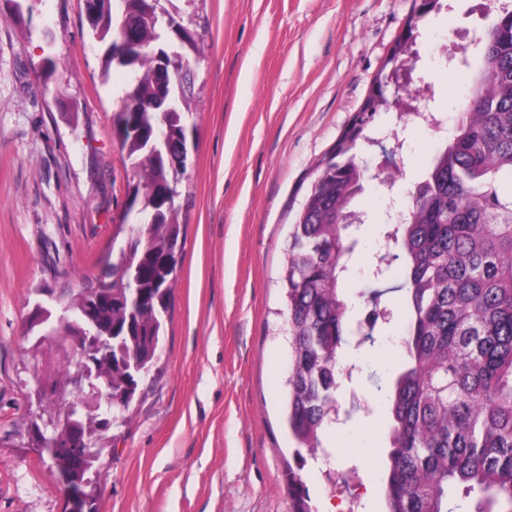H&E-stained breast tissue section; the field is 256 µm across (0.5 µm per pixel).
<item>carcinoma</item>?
Listing matches in <instances>:
<instances>
[{"instance_id":"1","label":"carcinoma","mask_w":512,"mask_h":512,"mask_svg":"<svg viewBox=\"0 0 512 512\" xmlns=\"http://www.w3.org/2000/svg\"><path fill=\"white\" fill-rule=\"evenodd\" d=\"M88 11L94 36L107 44L105 66L133 68L112 115L123 160L134 174L126 211L137 210L124 242L112 247L99 295L79 288L58 299L74 319L84 309L112 330V390L122 404L101 402L116 421L126 417L159 359L183 232L178 204L157 203L177 188L185 170L171 158L188 147L192 67L183 54L177 71L162 70L156 54L180 45L172 14L160 0H94ZM137 45L116 59L112 46ZM476 68L468 58L463 112L452 140L433 158L399 220L386 231L404 280L400 372L386 386L390 449L383 480L386 512H452L448 495L474 497L473 512H512V8L481 34ZM388 104L382 87L367 96L317 177L293 225L284 270L290 366L287 425L312 457L325 448L340 388L346 344V305L340 275L351 247L344 244L367 181L357 161L365 134L364 111ZM83 359L62 362L60 396H74L67 378ZM50 434L57 470L90 473L106 449V435L89 429L68 442L56 421Z\"/></svg>"}]
</instances>
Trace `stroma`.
I'll list each match as a JSON object with an SVG mask.
<instances>
[{
	"label": "stroma",
	"instance_id": "1",
	"mask_svg": "<svg viewBox=\"0 0 512 512\" xmlns=\"http://www.w3.org/2000/svg\"><path fill=\"white\" fill-rule=\"evenodd\" d=\"M419 22L413 76L431 84L440 127L400 112L368 125L401 179L369 181L357 205L343 293L348 321L372 307L369 279L392 217L452 135L476 57V33L500 0H442ZM199 47L191 162L179 185L182 260L162 354L128 419L109 431L94 477L95 512H294L305 485L314 512L355 493L354 512H383L387 381L400 367L399 293L374 343L349 335L343 421L326 441L336 461L299 464L284 423L288 343L283 272L289 232L316 176L366 98L414 0H174ZM54 74H47L46 60ZM84 0H0V512H69L47 452L27 442L36 380L61 345L35 346L26 319L42 288L60 296L100 274L133 174L112 114L130 73L106 66Z\"/></svg>",
	"mask_w": 512,
	"mask_h": 512
}]
</instances>
